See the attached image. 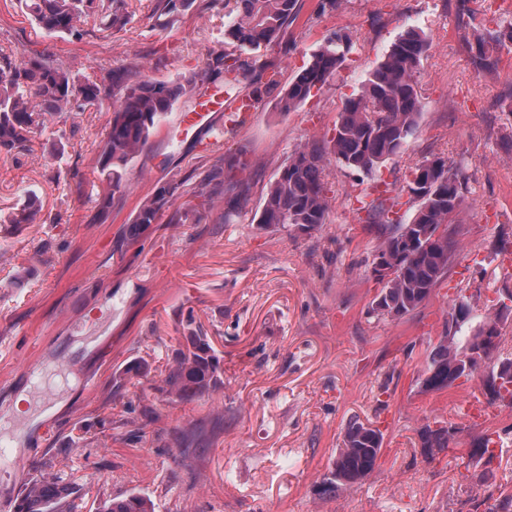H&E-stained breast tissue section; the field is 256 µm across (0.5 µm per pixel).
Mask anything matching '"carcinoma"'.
Wrapping results in <instances>:
<instances>
[{"instance_id": "1", "label": "carcinoma", "mask_w": 512, "mask_h": 512, "mask_svg": "<svg viewBox=\"0 0 512 512\" xmlns=\"http://www.w3.org/2000/svg\"><path fill=\"white\" fill-rule=\"evenodd\" d=\"M35 26L58 37L77 38L80 25L95 18L107 30L122 32L131 23L128 0H18ZM234 3L237 18L225 38L239 48L257 50L277 44L297 17L298 0H225ZM195 0H162L151 18L169 24L191 8ZM350 38L335 33L311 56L308 66L297 74L279 99L280 109L290 112L320 89L345 60ZM430 49L425 34L416 29L402 33L388 52L375 63L357 95L343 102L332 136L323 142L301 146L269 185L255 220L260 227L311 236L329 217L324 172L330 160L365 176L373 175L386 161L401 153L417 126L421 110L416 74ZM479 69L492 71L498 59L487 50L484 38L473 47ZM236 71L219 54L201 73L175 84L155 82L133 68L101 67L86 76L49 51L16 55L0 49V152L26 149L31 134L49 122H60L73 112H84L105 102L111 104L107 137L100 147L98 170L104 188L98 195L96 219L105 220L129 189L128 171L163 118L182 98L191 99L199 85L216 81ZM203 173L192 200L171 217L179 224L224 200V223H231L244 209L247 196L242 183L226 171L243 168L246 152ZM182 181L171 179L138 209L128 227L135 238L143 224H155L175 203ZM409 202L414 208L409 223L398 217L399 197L379 196L367 205V213L379 239L373 259L396 267L395 277L374 298L371 313L398 319L422 306L448 273L457 249L456 217L466 192L461 168L443 157L426 159L411 170ZM39 196L29 191L17 204L8 223L44 224ZM512 314V305L483 310L463 294L448 312V345L432 346L426 357L421 387L437 392L469 379L478 370V359L488 360L482 383L486 400L512 406V359H499L501 329ZM186 346L176 351L173 364L159 390L180 399H193L213 392L222 384L220 360L209 336L200 331L185 337ZM457 429L444 421L427 422L417 431L420 455L435 456L427 448L450 450ZM384 434L359 418L344 428L342 446L318 490L323 495L358 484L371 475L383 447ZM471 459L480 470L476 483H483L501 464L503 448L484 433L474 440ZM73 487L59 472L40 470L19 503L18 512H74ZM473 512H512V494L490 493L473 499ZM99 512H153L151 501L132 493L105 501Z\"/></svg>"}]
</instances>
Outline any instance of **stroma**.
<instances>
[{
	"instance_id": "1",
	"label": "stroma",
	"mask_w": 512,
	"mask_h": 512,
	"mask_svg": "<svg viewBox=\"0 0 512 512\" xmlns=\"http://www.w3.org/2000/svg\"><path fill=\"white\" fill-rule=\"evenodd\" d=\"M129 3L126 31L91 20L75 40L45 36L12 0H0V46L50 50L84 74L137 66L166 83L203 71L221 53L237 58L245 76L230 88L205 85L211 99L247 95L271 78L278 89L265 91L217 148L202 149L205 129L172 138L174 119L166 117L134 159L124 200L102 222L94 218L97 152L109 107L61 122L64 163L46 149L48 130L21 153L0 154V215L33 190L47 218L0 232V418L28 389L29 365H59L66 380L51 412L14 435L18 464L0 472L8 512H17L41 467L64 474L78 512L132 493L149 498L155 512H469L477 488L467 450L487 431L507 447L492 483L511 492L512 407L491 406L486 419L472 421L463 405L482 400L480 376L441 392L423 391L420 379L458 294L482 306L512 289L499 251L501 239H512V100L503 95L512 84V45L498 49L492 71L479 70L470 51L476 36L512 21V0H340L325 11L320 0H298L285 43L258 50L225 39L235 16L224 0H195L165 27L149 18L157 0ZM410 28L425 33L430 50L416 75L422 111L406 150L374 179L329 164L328 222L313 236L260 228L254 215L281 166L303 144L330 138L343 102ZM336 32L352 47L335 76L296 111H281L278 90ZM241 150L250 166L235 177L248 201L232 223L218 203L199 221L163 218L127 237L157 188L182 179L190 200L202 171ZM433 156L467 176L456 260L413 314L372 317L379 241L355 198L378 178L407 196L410 168ZM23 268L32 275L14 287ZM190 319L211 337L223 385L183 401L158 385ZM141 358L151 372L122 378ZM355 415L384 434L378 466L351 488L319 494ZM436 418L457 428L459 451L427 461L414 449L416 431Z\"/></svg>"
}]
</instances>
